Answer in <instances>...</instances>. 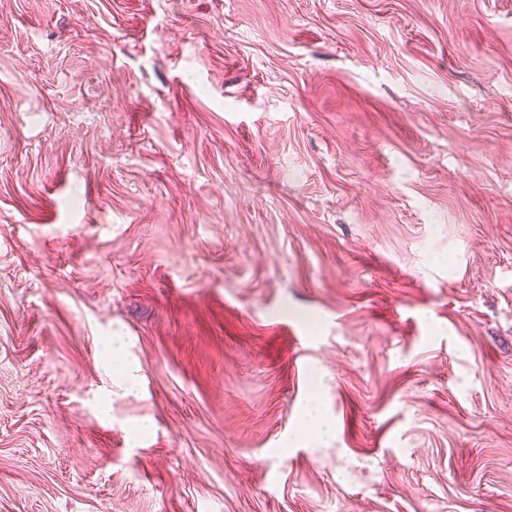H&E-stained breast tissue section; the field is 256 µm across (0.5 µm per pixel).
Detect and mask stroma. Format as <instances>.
Listing matches in <instances>:
<instances>
[{
    "instance_id": "35a3bbf8",
    "label": "stroma",
    "mask_w": 512,
    "mask_h": 512,
    "mask_svg": "<svg viewBox=\"0 0 512 512\" xmlns=\"http://www.w3.org/2000/svg\"><path fill=\"white\" fill-rule=\"evenodd\" d=\"M0 512H512V0H0ZM108 344L112 351V361H118L115 371L131 388H134L139 380V374L137 369L122 361L121 355L124 351L123 339L120 336H112Z\"/></svg>"
}]
</instances>
